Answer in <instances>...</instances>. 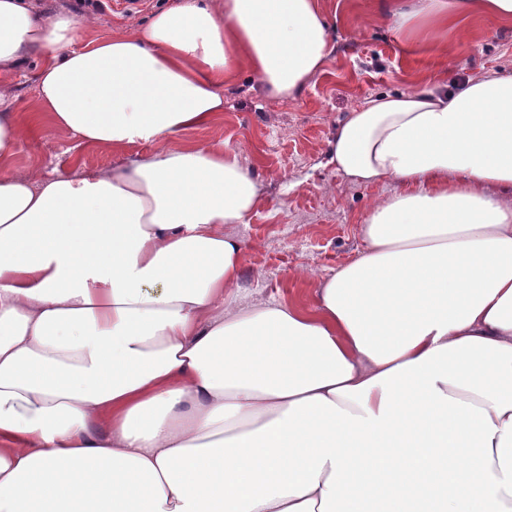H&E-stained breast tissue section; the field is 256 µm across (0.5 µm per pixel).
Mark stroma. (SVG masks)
I'll list each match as a JSON object with an SVG mask.
<instances>
[{"mask_svg": "<svg viewBox=\"0 0 512 512\" xmlns=\"http://www.w3.org/2000/svg\"><path fill=\"white\" fill-rule=\"evenodd\" d=\"M165 2L42 0L50 11L61 7L77 18L93 14L96 26L81 33L84 41L94 33L122 34L131 19L148 17ZM373 3L320 0L323 11L336 17V49L297 97L271 100L240 72L224 85V111L215 123L168 141L172 147L225 142L261 181L263 199L248 223L224 228L248 246L242 287L249 299L314 303L319 276L358 255L364 215L378 197L392 193L389 184L349 183L328 165L329 142L346 112L372 96L422 82L450 86L491 69L512 72V22H477L466 44L449 40L444 57L425 49L409 53ZM136 152L133 146H80L68 131L46 122L21 142L11 165L75 174L124 163ZM302 269L313 270V278L297 279Z\"/></svg>", "mask_w": 512, "mask_h": 512, "instance_id": "1", "label": "stroma"}]
</instances>
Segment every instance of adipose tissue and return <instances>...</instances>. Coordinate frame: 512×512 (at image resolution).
<instances>
[{
	"label": "adipose tissue",
	"instance_id": "1",
	"mask_svg": "<svg viewBox=\"0 0 512 512\" xmlns=\"http://www.w3.org/2000/svg\"><path fill=\"white\" fill-rule=\"evenodd\" d=\"M402 40L512 0H378ZM93 18L0 0V512H512V74L347 112L329 162L397 189L313 306L244 301L260 181L211 124L238 71L290 100L332 51L318 0H174ZM51 120L151 145L76 177L8 168ZM0 82H8L16 96L14 112H29L35 108L36 69L30 62L22 68L0 75Z\"/></svg>",
	"mask_w": 512,
	"mask_h": 512
}]
</instances>
